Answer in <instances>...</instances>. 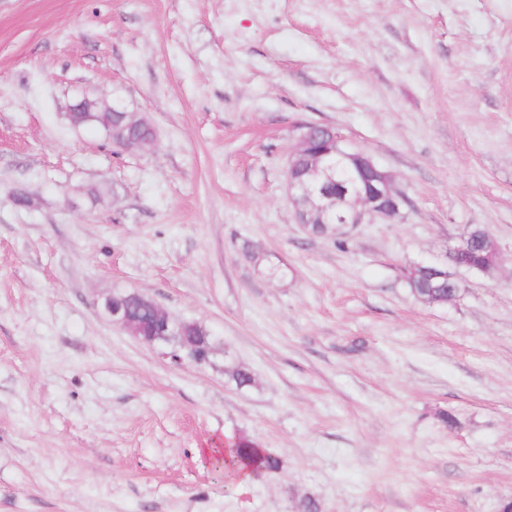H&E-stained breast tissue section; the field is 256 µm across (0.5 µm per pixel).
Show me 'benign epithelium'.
I'll list each match as a JSON object with an SVG mask.
<instances>
[{"label":"benign epithelium","instance_id":"7a95c632","mask_svg":"<svg viewBox=\"0 0 512 512\" xmlns=\"http://www.w3.org/2000/svg\"><path fill=\"white\" fill-rule=\"evenodd\" d=\"M320 130L321 125L314 123H302L294 128L296 144L289 157L301 155L305 160L301 174L287 177L288 197L296 208L298 223L305 227L316 224L332 211L335 212L332 223L338 226L367 224L374 220L391 222L399 218L403 197L394 187L393 176L366 152L349 149L338 134L334 135L336 156L351 163L358 174L359 187L352 192L340 188L334 194L327 191V185L334 181V172L323 155L313 151ZM482 244L488 250L489 261V267L482 269V273L488 274L500 265L501 253L497 242L487 232ZM140 299L151 308L155 329L160 333L169 329L173 323L170 315L149 297L142 294ZM102 311L112 324L136 339L150 345L159 340L157 336L148 340L141 335V323L130 314L123 300L106 299Z\"/></svg>","mask_w":512,"mask_h":512}]
</instances>
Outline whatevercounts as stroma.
<instances>
[{
    "label": "stroma",
    "mask_w": 512,
    "mask_h": 512,
    "mask_svg": "<svg viewBox=\"0 0 512 512\" xmlns=\"http://www.w3.org/2000/svg\"><path fill=\"white\" fill-rule=\"evenodd\" d=\"M85 99L149 119L156 151L71 125ZM300 122L391 173L400 218L310 236ZM476 226L499 267L417 300L403 269ZM133 291L204 327L209 359L114 326L102 303ZM226 435L282 469L220 478L198 451ZM307 500H512V0H0V512Z\"/></svg>",
    "instance_id": "35a3bbf8"
}]
</instances>
